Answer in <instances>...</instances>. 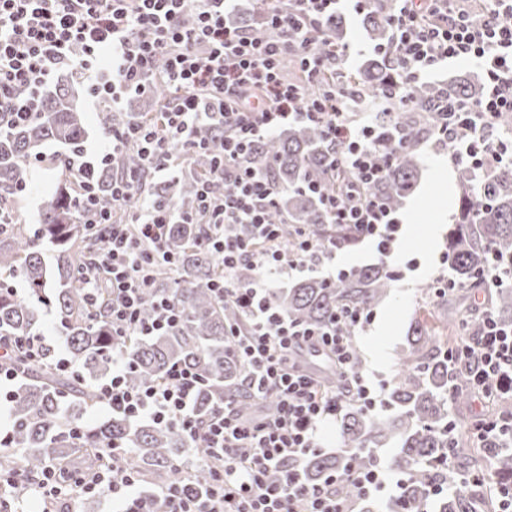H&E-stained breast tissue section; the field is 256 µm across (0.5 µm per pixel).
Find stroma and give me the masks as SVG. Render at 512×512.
I'll list each match as a JSON object with an SVG mask.
<instances>
[{
	"instance_id": "obj_1",
	"label": "stroma",
	"mask_w": 512,
	"mask_h": 512,
	"mask_svg": "<svg viewBox=\"0 0 512 512\" xmlns=\"http://www.w3.org/2000/svg\"><path fill=\"white\" fill-rule=\"evenodd\" d=\"M459 208V171L446 152L431 144L422 147L419 186L399 209L404 234L392 262L404 265L417 259L416 270L394 281L387 295L374 309L376 317L356 338L363 358L364 372L376 379L393 381L406 343L411 322L427 306L425 290L440 272L439 256L445 251L448 227L454 223Z\"/></svg>"
}]
</instances>
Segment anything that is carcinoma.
<instances>
[{"label":"carcinoma","mask_w":512,"mask_h":512,"mask_svg":"<svg viewBox=\"0 0 512 512\" xmlns=\"http://www.w3.org/2000/svg\"><path fill=\"white\" fill-rule=\"evenodd\" d=\"M391 0H375L363 12L362 26L375 45L388 43L391 31L388 17ZM326 42L345 45L343 19L335 16L325 26ZM399 78L394 62L373 53L348 76L358 96L389 89ZM484 91L483 82L466 71L453 83L421 84L413 88L418 109L434 111L437 103L448 99L473 103ZM85 94L83 85L73 80H58L41 99L37 115L30 121L0 131V204L14 199L26 186L27 168L49 144H60L68 151H79L90 136L78 98ZM148 110L127 114L104 111L99 117L98 135H112L131 120L161 119L169 99L162 87L150 96ZM388 125L402 127L405 144L385 178L368 186L367 192L393 208L416 189L421 146L426 128L415 113L401 112L387 117ZM197 138L216 152L224 142L222 125L210 122L198 128ZM213 155L198 154L189 174L157 185L156 198L184 210L194 208L196 191L202 181L221 195L229 181L211 174ZM253 164L278 185L276 207L270 212L274 224L286 223L285 233L293 239L295 231L306 228L322 239H333L344 248L356 244L352 232L342 224L329 223L308 184L321 181L326 190L336 192V178L328 165L327 143L322 130L313 125L290 124L272 137L256 141ZM63 179L53 196L45 201L39 223L0 224V270L20 279L28 289L21 297L0 293V336H26L35 331L39 306L48 305L58 314L61 335L72 356L83 368L81 376L60 375L51 367L52 355L40 367L32 366L17 352L10 366L20 383L11 394L14 425L10 436L0 444V465L7 464L15 451L23 452L25 466L19 479L30 482L39 477L51 462L59 470L70 467L71 457L79 452L105 466L112 443L126 447L133 466L144 475L171 482L177 477L171 464L174 449L186 447L184 437L153 422L135 423L115 413L95 429L81 426L80 416L71 411L87 410L99 404L96 381L112 367V325L109 320L111 292L97 288V300L91 302L79 281V270L87 258L108 246V242L81 223L74 184L79 176L68 171L59 160ZM457 220L448 227V277L458 288L440 297L447 313L457 312L471 290L486 287L484 277L496 263L501 268L512 265V170L503 169L472 179L463 169ZM99 205L116 211L112 200V168L95 173ZM204 235L202 224H172L168 230L167 250L177 259L178 275L171 280L158 275L153 293L165 295L182 310L179 325L171 332L148 340H134L129 353L133 360L130 383L156 382L174 362H183L197 370L202 385L195 410L205 418L224 400L233 401L245 418L255 416V399L243 387L244 369L234 347L230 327L238 323L235 307L211 289L220 278L217 260L199 243ZM389 263H378L354 270L329 282L309 277L273 293L275 303L289 319L305 325H324L343 307L372 309L391 287ZM495 320L503 327L512 326V288L503 286L489 292ZM441 323L433 313L415 319L400 357V371L387 391L389 415H376L352 405L341 417L340 454H318L303 462L308 483L318 484L333 472L363 469L371 458L368 449L389 442L399 444L391 465L409 472L400 497L407 512L420 506L427 486L435 481L453 490L438 502V512H495L490 501H480L476 491L461 485L465 472L477 471L479 459L487 456L484 448H464L459 433L448 432V386L466 388L464 367H448V352L456 345L440 336ZM500 476L502 493L512 495V454L491 458Z\"/></svg>","instance_id":"1"}]
</instances>
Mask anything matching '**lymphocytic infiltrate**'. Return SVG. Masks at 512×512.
<instances>
[{
	"label": "lymphocytic infiltrate",
	"mask_w": 512,
	"mask_h": 512,
	"mask_svg": "<svg viewBox=\"0 0 512 512\" xmlns=\"http://www.w3.org/2000/svg\"><path fill=\"white\" fill-rule=\"evenodd\" d=\"M268 35L229 25L236 0H0V128L31 119L42 94L60 69L82 83L96 109L120 110L126 97L152 94L164 86L171 94L160 125L134 122L113 132L94 157L77 153L66 165L80 174L77 202L85 223L97 228L108 247L90 258L80 276L88 289L108 281L112 290V372L97 389L102 404L132 420L147 419L174 429L189 447L204 449L206 483L193 477L186 461L173 464L178 477L151 496L153 512H357L359 503L402 487L405 472L372 459L367 469L348 471L357 489L349 501L336 492L340 477L309 484L305 457L320 451L318 431L327 419L354 404L371 412L385 407L383 388L352 363L357 332L372 312L344 309L323 326L288 319L272 300L274 276L295 271L332 281L335 241L302 231L285 242L269 213L278 190L246 160L257 138L288 122L320 127L332 149V168L354 175L346 188L331 194L320 183L310 191L333 223L347 225L357 242H370L384 259L393 255L402 232L395 210L365 192L381 181L395 162L400 143L379 160L383 135L375 119L355 116L357 101L345 86L313 97L308 85L335 71L338 55L320 44L326 20L339 0H256ZM192 25H184V16ZM392 39L381 53L395 58L402 80L379 97L383 111L412 109V84L465 60L483 75L486 93L472 104L440 103L428 126L435 148L446 150L453 165L480 172L512 168V135L498 134L501 113L512 112V0H396L389 18ZM293 61L299 76L284 71ZM216 121L224 126V147L214 171L232 181L230 192L216 197L198 192L195 211L183 212L146 194L147 180L162 176L173 147L190 156L202 150L195 132ZM134 167L112 181V199L127 208L126 223L112 222L98 205L89 169L114 164L124 153ZM173 224H202L205 246L224 269L216 291L238 310L234 345L255 398L277 397L273 413L243 419L234 403L224 402L206 421L194 405L201 385L190 367L174 363L161 381L134 386L129 337L148 339L170 331L181 308L168 297L155 298L152 317L142 305L166 260L165 243ZM249 224L255 238L245 241L226 232L227 225ZM255 277L240 281L241 266ZM49 347L45 336L0 339V381L14 380L6 365L15 351L41 364ZM323 355L342 370L340 391L326 388L302 360L307 351ZM457 362L466 364L468 381L481 395L512 394V329L486 316L481 336L461 338ZM144 478L125 450H113L111 467L81 472L59 483L47 467L35 483L20 485L19 497L36 496L68 503L83 495L109 494L136 501Z\"/></svg>",
	"instance_id": "obj_1"
}]
</instances>
